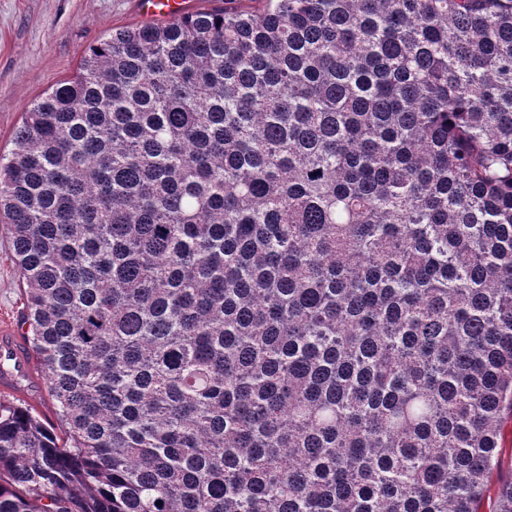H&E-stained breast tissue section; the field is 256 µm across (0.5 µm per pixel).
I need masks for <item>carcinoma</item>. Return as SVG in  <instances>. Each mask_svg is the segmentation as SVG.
<instances>
[{
    "mask_svg": "<svg viewBox=\"0 0 512 512\" xmlns=\"http://www.w3.org/2000/svg\"><path fill=\"white\" fill-rule=\"evenodd\" d=\"M0 512H480L512 414V0H224L0 154ZM493 512H512V476ZM22 283L14 264L11 240L0 228V318L17 324L24 311ZM13 365L11 375L0 376V395L31 397L42 392L44 381L36 369V357L10 322L0 323V360ZM23 376L27 383L20 386L17 378Z\"/></svg>",
    "mask_w": 512,
    "mask_h": 512,
    "instance_id": "obj_1",
    "label": "carcinoma"
}]
</instances>
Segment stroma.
I'll return each mask as SVG.
<instances>
[{
  "label": "stroma",
  "instance_id": "stroma-1",
  "mask_svg": "<svg viewBox=\"0 0 512 512\" xmlns=\"http://www.w3.org/2000/svg\"><path fill=\"white\" fill-rule=\"evenodd\" d=\"M140 22L134 0H0V152L13 150L24 112L76 74L90 44ZM23 311L12 243L0 229V318L17 322Z\"/></svg>",
  "mask_w": 512,
  "mask_h": 512
}]
</instances>
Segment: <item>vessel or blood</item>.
I'll return each instance as SVG.
<instances>
[{"mask_svg":"<svg viewBox=\"0 0 512 512\" xmlns=\"http://www.w3.org/2000/svg\"><path fill=\"white\" fill-rule=\"evenodd\" d=\"M190 9L188 0H139L144 19L169 20ZM10 361L12 374L0 376V395L31 397L41 393L44 381L36 369V357L12 323H0V360Z\"/></svg>","mask_w":512,"mask_h":512,"instance_id":"1","label":"vessel or blood"}]
</instances>
